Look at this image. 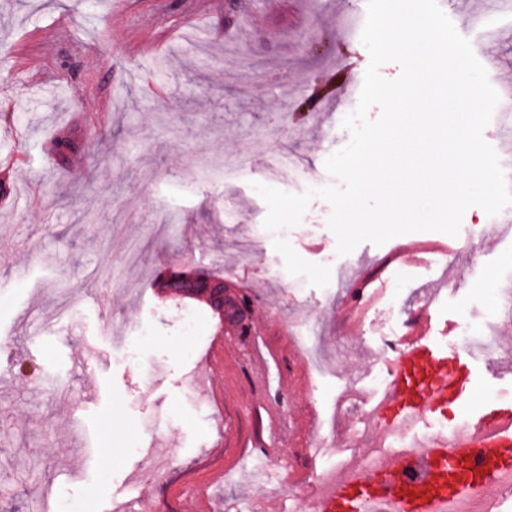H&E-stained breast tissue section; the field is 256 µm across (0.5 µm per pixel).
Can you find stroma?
Wrapping results in <instances>:
<instances>
[{
    "label": "stroma",
    "mask_w": 512,
    "mask_h": 512,
    "mask_svg": "<svg viewBox=\"0 0 512 512\" xmlns=\"http://www.w3.org/2000/svg\"><path fill=\"white\" fill-rule=\"evenodd\" d=\"M495 89L512 82V12L439 0ZM367 0H0V512H307L298 479L321 470L308 448L344 380L384 368L386 338L432 299V338L461 352L458 326L512 317L486 282L512 289V241L401 235L336 253L331 207L314 199L287 232L265 228L263 184L300 194L335 184L326 159L350 132L324 115L355 108L369 54L346 17ZM478 12L493 25L465 21ZM67 135L76 150H52ZM292 157L299 178L271 172ZM427 250L402 267L397 242ZM456 255L445 289L427 262ZM229 279L242 315L162 295L164 269ZM373 276L357 325L343 318L340 271ZM409 281L413 292L402 288ZM306 310L324 346L307 364L289 335ZM222 343L223 362L204 354ZM472 404L512 401V361L472 366ZM278 448L270 482L258 439ZM211 494L203 503L202 494Z\"/></svg>",
    "instance_id": "35a3bbf8"
}]
</instances>
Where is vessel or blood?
Listing matches in <instances>:
<instances>
[{"mask_svg": "<svg viewBox=\"0 0 512 512\" xmlns=\"http://www.w3.org/2000/svg\"><path fill=\"white\" fill-rule=\"evenodd\" d=\"M430 327L428 308H420L404 348L387 367L392 389L374 414L397 426L452 405L466 411L468 434L416 449L414 471L403 459L350 469L319 495L317 512H448L450 502L512 477V402L492 400L468 412L469 364L431 343Z\"/></svg>", "mask_w": 512, "mask_h": 512, "instance_id": "1", "label": "vessel or blood"}]
</instances>
